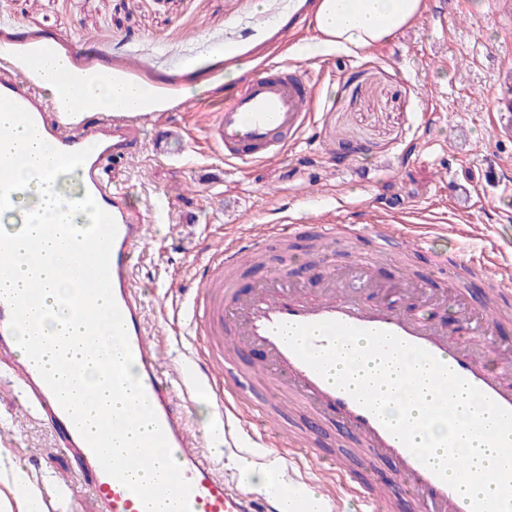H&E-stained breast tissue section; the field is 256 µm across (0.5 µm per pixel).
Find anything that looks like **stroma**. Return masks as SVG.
Listing matches in <instances>:
<instances>
[{
  "mask_svg": "<svg viewBox=\"0 0 512 512\" xmlns=\"http://www.w3.org/2000/svg\"><path fill=\"white\" fill-rule=\"evenodd\" d=\"M254 0H0V48L15 55L52 38L83 70L105 72L151 88L163 105L164 123L143 132L138 154L122 168L105 167L108 184L123 188L131 209L144 214L163 204L168 223H149L137 253L135 285L150 324L168 348L166 366H178L202 337L176 340L172 308L191 297L210 252L241 224H278L284 217H313L290 252L263 248V263L238 276L250 292L276 269L318 290L322 281L365 252L359 239L324 263L312 260L316 220L338 203L347 224H376L410 208L444 218L431 230L429 251L401 259L378 257L371 274L379 289L367 304L399 299L396 284L412 267L423 285L438 291L448 280L433 255L463 250L496 252L512 262V36L506 14H491L489 0H426L423 15L388 43L370 50L334 49L310 58L312 0H272L253 14ZM285 61L314 80L318 100L310 125L275 160L225 162L207 136L229 89H240L269 60ZM237 72L225 84L227 72ZM425 316L452 337L481 347L472 325L455 321L452 306L427 305ZM0 359V457L25 473L48 500L56 482L68 484L75 512H100L92 491L54 432L33 414ZM185 410L205 435L204 449L239 487L260 492L255 474L275 450L258 456L229 445L210 430L217 395L193 397ZM322 449L346 454L355 472L364 462L338 425L300 413ZM51 461L53 472L42 469Z\"/></svg>",
  "mask_w": 512,
  "mask_h": 512,
  "instance_id": "obj_1",
  "label": "stroma"
}]
</instances>
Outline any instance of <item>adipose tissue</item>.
<instances>
[{"instance_id": "adipose-tissue-1", "label": "adipose tissue", "mask_w": 512, "mask_h": 512, "mask_svg": "<svg viewBox=\"0 0 512 512\" xmlns=\"http://www.w3.org/2000/svg\"><path fill=\"white\" fill-rule=\"evenodd\" d=\"M424 0H316L314 8L317 35L313 43L303 46V53L326 51L336 48L367 49L382 44L410 25L424 10ZM68 73L76 99L86 108L106 112L116 106H124L133 112H145L154 103L139 85L120 78L101 77L74 70L65 55L43 61L31 71V78L38 84L52 85L61 73ZM8 151L15 161L14 170L17 196L11 206L19 222L25 223V233L16 235L13 247L23 251L28 235L38 233L39 225L28 223L27 213L33 204H40L45 214H52L58 194L71 193L73 216L82 218L85 202L75 194V173L64 170L57 173L54 181H45L41 174L45 150L34 135L22 128L15 129ZM64 227H57L47 238L43 260L38 268L26 263L16 264L6 283L14 288H39L40 294L33 307L34 313L43 314L42 331L47 336H61L74 321L70 303L73 286L57 272L56 256ZM457 456L473 457V468L464 477V493H490V486L481 480L480 472L492 467L512 469V457L496 448L473 445L460 448Z\"/></svg>"}]
</instances>
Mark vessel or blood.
Listing matches in <instances>:
<instances>
[{"label": "vessel or blood", "instance_id": "b4317fda", "mask_svg": "<svg viewBox=\"0 0 512 512\" xmlns=\"http://www.w3.org/2000/svg\"><path fill=\"white\" fill-rule=\"evenodd\" d=\"M315 103V88L306 75L290 70L288 63L273 61L225 99L223 109L214 115L209 134L225 161H265L281 155L287 138L297 137L305 130ZM0 108L11 112L14 126L39 130L47 147V176H55L69 164H78L81 192L90 193L116 222L117 236L110 257L113 296L124 319L136 374L169 446L176 450L182 474L192 487L191 512H306L303 495L285 487L280 477H273L263 493H247L222 475L217 464L205 455L203 438L191 428L185 405L192 394L214 387L219 380L224 383L219 409L224 414L225 437L248 436L253 426L263 425L278 435L285 455H293L301 443L288 428L286 411L294 404L305 407L315 419L340 423L364 448L367 466H374L379 459L390 460L394 465L391 476L382 481L366 477L359 484L358 495L368 512H375L386 499H399L404 492L410 494L415 512H512V471L497 474L495 495L462 499L372 412L297 357L274 328L281 323L340 321L361 329L391 332L430 352L509 411L511 354H498L495 368H486L451 338L447 329L422 315L421 302H413L405 309L360 303L359 289L373 285L370 263L365 259L353 263L351 282L328 285L316 296L288 284L281 273L272 274L249 296H241L235 272L246 264L254 241L232 237L209 256L201 286L191 303L190 325L205 338L206 347L188 354L183 394L175 396L166 381L160 349L150 333L145 304L134 283L135 259L146 240V225L141 216L125 208L122 193L99 177L106 165H127L135 155L143 126L141 117L118 110L95 121L81 118V106L75 102L67 78H59L54 93L46 97L24 75L5 64L0 66ZM318 233L332 242L343 236L365 234L376 241L394 237L413 250L428 247L426 236L401 217L392 224L327 221L319 225ZM42 254L41 238L31 237L23 254L12 250L0 253V273L10 270L20 259L36 264ZM455 260L461 266L483 269L496 287L512 289V267L497 255L460 254ZM10 317L8 303L0 299V353L18 350L9 329ZM255 348L264 351L259 368L276 387L272 396L259 403L250 401L236 385L232 361L233 354ZM15 382L33 403L38 416L56 433L60 444L74 455L103 512H144L140 499L103 470L30 359L17 360Z\"/></svg>", "mask_w": 512, "mask_h": 512}]
</instances>
